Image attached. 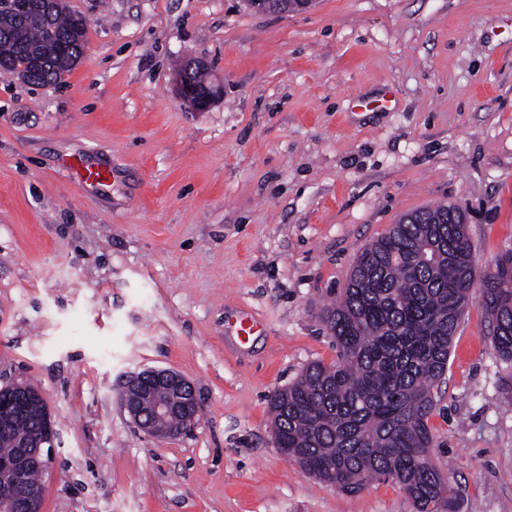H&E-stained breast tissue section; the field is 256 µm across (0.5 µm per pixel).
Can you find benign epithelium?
I'll return each instance as SVG.
<instances>
[{"label":"benign epithelium","mask_w":512,"mask_h":512,"mask_svg":"<svg viewBox=\"0 0 512 512\" xmlns=\"http://www.w3.org/2000/svg\"><path fill=\"white\" fill-rule=\"evenodd\" d=\"M62 0H0V11L17 15L29 21L40 17L50 7H60ZM207 68V64L197 58H187L183 61L175 77V92L178 98L195 111L208 109L214 100L220 96L221 87L215 83L199 84L195 74ZM172 376V372L161 369H149L138 373L127 382L132 387L146 377L163 379ZM174 377V376H172ZM174 382L182 389L183 400L181 405L173 408L165 402L155 406V412L165 413L173 409L186 415V428L195 424L198 416V402L192 384L180 377H174ZM31 401L41 406L42 417L36 439V452L32 455L22 453L12 459L0 461V512H41L34 494L28 485V466L37 467L45 472L55 456L57 433L48 411L45 399L39 392L29 394L22 392L15 385L0 388V429L11 420L12 415L22 409ZM123 408L133 418L134 422L147 435L171 439L185 432V428L158 433L144 421V413L135 410L128 396H122Z\"/></svg>","instance_id":"benign-epithelium-1"}]
</instances>
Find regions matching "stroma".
<instances>
[{
  "label": "stroma",
  "mask_w": 512,
  "mask_h": 512,
  "mask_svg": "<svg viewBox=\"0 0 512 512\" xmlns=\"http://www.w3.org/2000/svg\"><path fill=\"white\" fill-rule=\"evenodd\" d=\"M66 4L87 49L61 82L0 70V387L51 412L42 512H415L392 479L346 495L289 463L269 402L335 360L318 312L405 214L463 210L479 265L512 250V0ZM188 57L224 87L202 112ZM69 157L111 180L79 189ZM490 330L470 304L429 419L464 512H512ZM146 368L195 389L176 439L120 404ZM206 68L208 66L205 62L197 58H187L183 61L175 77L176 95L191 109L198 112L208 109L221 94L219 85L205 83L208 81L207 71H204ZM197 72H201L198 75V81L205 84L200 85L195 80ZM146 377L156 378V379H164L165 377H173L174 382L182 389V394L184 396L182 403L180 406L171 407L168 403L159 402L155 406V412L157 413H165L167 411H171L173 409L177 411H182L186 415V427L180 428L178 430L169 431L167 433H158L154 429H152L143 419L144 413L136 411L130 400L126 394L122 396V405L123 408L128 412V414L133 418L134 422L140 427L143 431H145L147 435L161 438V439H172L173 437L179 436L185 431H187L192 425L195 424L198 416V402L196 399V394L192 384L182 378L180 376H174L171 371L161 370V369H149L145 370L141 373H138L132 377L127 382V388H131L133 385L143 380Z\"/></svg>",
  "instance_id": "1"
}]
</instances>
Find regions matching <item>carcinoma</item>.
I'll list each match as a JSON object with an SVG mask.
<instances>
[{
  "instance_id": "cac0c4a2",
  "label": "carcinoma",
  "mask_w": 512,
  "mask_h": 512,
  "mask_svg": "<svg viewBox=\"0 0 512 512\" xmlns=\"http://www.w3.org/2000/svg\"><path fill=\"white\" fill-rule=\"evenodd\" d=\"M82 16L59 9L41 24L0 14V58L24 62L33 85L54 84L84 56ZM474 246L448 206L410 213L357 257L339 299L320 318L336 360L309 365L270 399L277 447L307 473L346 494L390 477L416 512H462L451 476L431 461L433 390L445 382L452 339L478 295L491 341L512 365V251L474 279ZM144 404L180 396L149 386ZM37 411L0 432V458L18 454Z\"/></svg>"
}]
</instances>
